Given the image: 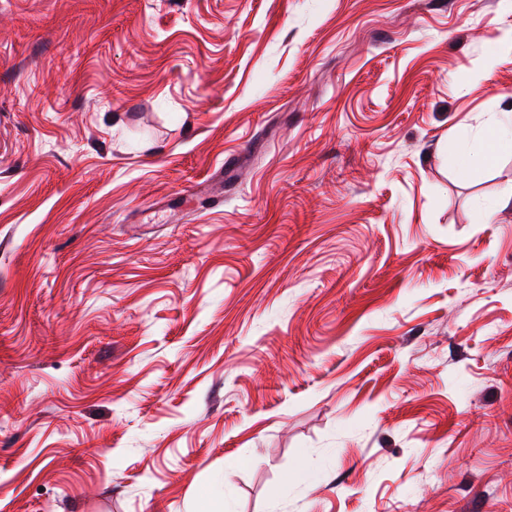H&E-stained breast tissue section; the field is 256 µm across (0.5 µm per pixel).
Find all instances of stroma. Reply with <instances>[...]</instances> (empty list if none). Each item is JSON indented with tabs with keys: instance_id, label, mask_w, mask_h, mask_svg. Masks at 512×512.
Segmentation results:
<instances>
[{
	"instance_id": "obj_1",
	"label": "stroma",
	"mask_w": 512,
	"mask_h": 512,
	"mask_svg": "<svg viewBox=\"0 0 512 512\" xmlns=\"http://www.w3.org/2000/svg\"><path fill=\"white\" fill-rule=\"evenodd\" d=\"M510 30L0 0V512H512ZM512 144V121L509 125H498L489 129L486 136L477 140L469 149L461 152V159L468 164L488 165L496 154Z\"/></svg>"
}]
</instances>
